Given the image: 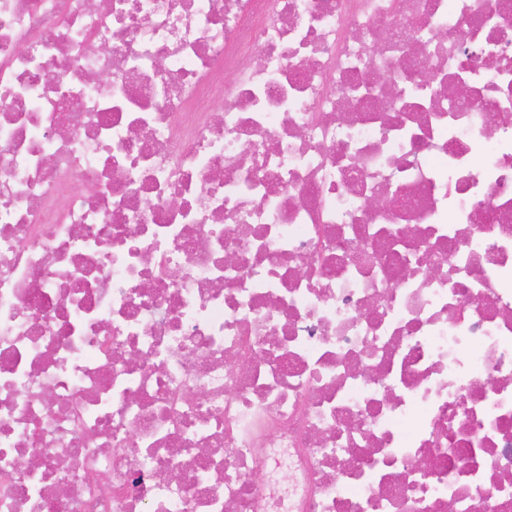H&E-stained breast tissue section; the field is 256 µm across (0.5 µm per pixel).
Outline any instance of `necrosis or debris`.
<instances>
[{"label":"necrosis or debris","mask_w":512,"mask_h":512,"mask_svg":"<svg viewBox=\"0 0 512 512\" xmlns=\"http://www.w3.org/2000/svg\"><path fill=\"white\" fill-rule=\"evenodd\" d=\"M452 501L512 512V0H0V512Z\"/></svg>","instance_id":"1"}]
</instances>
